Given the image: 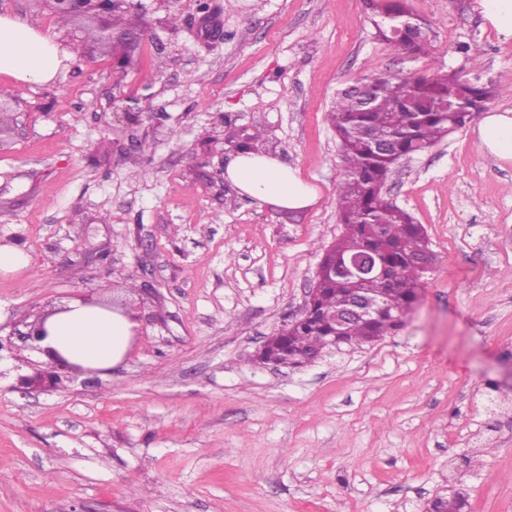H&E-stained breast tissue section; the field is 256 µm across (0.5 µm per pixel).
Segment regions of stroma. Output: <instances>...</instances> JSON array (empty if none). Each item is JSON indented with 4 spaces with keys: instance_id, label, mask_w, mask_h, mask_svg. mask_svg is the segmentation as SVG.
I'll list each match as a JSON object with an SVG mask.
<instances>
[{
    "instance_id": "stroma-1",
    "label": "stroma",
    "mask_w": 512,
    "mask_h": 512,
    "mask_svg": "<svg viewBox=\"0 0 512 512\" xmlns=\"http://www.w3.org/2000/svg\"><path fill=\"white\" fill-rule=\"evenodd\" d=\"M143 37L117 68L83 39L108 14L58 21L47 0H0L68 54L22 83L0 135V245L30 264L0 274V512H512V162L480 146L478 119L404 160L385 188L422 224L435 263L402 330L300 368L255 360L292 320L341 233L343 162L327 119L371 73L478 68L512 84V39L479 0H408L430 54L375 36L365 0H139ZM177 16L169 25L168 16ZM476 42L479 61L457 47ZM150 112L113 146L112 99ZM319 189L295 213L222 174L230 131ZM129 304L112 369L41 391L45 359L14 334L74 299Z\"/></svg>"
}]
</instances>
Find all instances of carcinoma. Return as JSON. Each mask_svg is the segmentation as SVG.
Here are the masks:
<instances>
[{
	"label": "carcinoma",
	"mask_w": 512,
	"mask_h": 512,
	"mask_svg": "<svg viewBox=\"0 0 512 512\" xmlns=\"http://www.w3.org/2000/svg\"><path fill=\"white\" fill-rule=\"evenodd\" d=\"M374 16L376 36L397 51L429 54L430 24L412 15L406 0H367ZM375 97V107H364L344 87L332 101L329 118L344 163L338 187L342 234L322 260H341L373 251L384 273L355 283L340 274L318 281L313 313L285 325L260 354L265 364L302 362L323 356L334 335L330 314L359 289L378 299L380 307L369 317L339 332L343 344L371 343L405 325L423 285L425 267L435 261L425 230L413 215L384 197V189L400 162L423 152L465 126L486 109L500 92L499 85L466 79L455 72L431 76H395L374 73L363 78ZM260 127L238 133L237 150H254ZM465 502L455 496L437 497L429 512H462Z\"/></svg>",
	"instance_id": "carcinoma-1"
}]
</instances>
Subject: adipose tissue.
Segmentation results:
<instances>
[{"label":"adipose tissue","mask_w":512,"mask_h":512,"mask_svg":"<svg viewBox=\"0 0 512 512\" xmlns=\"http://www.w3.org/2000/svg\"><path fill=\"white\" fill-rule=\"evenodd\" d=\"M67 53L48 35L25 20L0 16V73L23 83H47L55 78ZM482 147L501 160H512V110L487 113L478 128ZM228 180L242 193L262 203L302 210L318 200L317 190L298 169L277 158L248 152L238 154L226 170ZM45 346L72 364L108 370L126 355L136 323L100 306L78 300L66 311L48 317Z\"/></svg>","instance_id":"ef3b65f1"}]
</instances>
